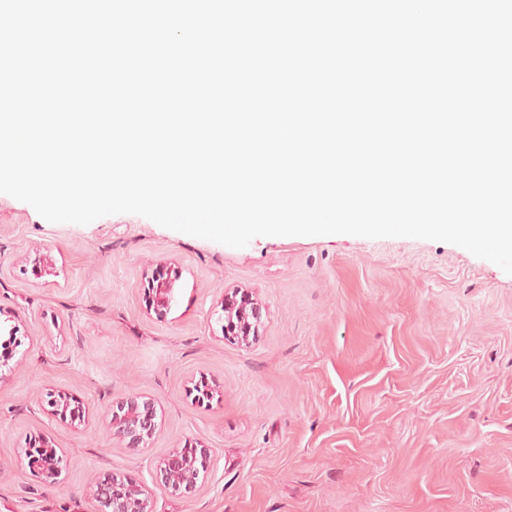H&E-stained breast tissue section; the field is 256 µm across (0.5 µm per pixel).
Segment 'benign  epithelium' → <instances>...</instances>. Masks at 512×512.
Segmentation results:
<instances>
[{"instance_id": "benign-epithelium-1", "label": "benign epithelium", "mask_w": 512, "mask_h": 512, "mask_svg": "<svg viewBox=\"0 0 512 512\" xmlns=\"http://www.w3.org/2000/svg\"><path fill=\"white\" fill-rule=\"evenodd\" d=\"M179 271L173 267L165 276H156L148 288V303L154 311L161 313L167 310L173 297L175 282ZM224 312L222 332L224 339L247 346L257 333L261 320V305L245 290L235 289L224 294L221 301ZM190 391L195 399L202 402L211 401L221 396L222 389L205 379L193 382ZM48 403L53 415L62 424L76 426L75 409L72 407V396L59 389L46 392ZM107 426L112 436L117 438L126 448H143L149 444L159 429L157 410L154 401L141 396H129L112 403L108 414ZM44 437L38 433L29 435L25 446L19 449L17 461L33 471L37 477L47 484L56 482L57 452L51 450L42 453ZM199 452L191 457L180 448L169 451L159 462L157 480L159 485L174 494L190 493L197 488L198 473L196 463H205L209 450L195 448ZM92 497L96 503V512H133V505L138 503L142 512H152L151 496L141 485L117 475L108 481H97Z\"/></svg>"}]
</instances>
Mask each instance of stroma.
<instances>
[{
  "mask_svg": "<svg viewBox=\"0 0 512 512\" xmlns=\"http://www.w3.org/2000/svg\"><path fill=\"white\" fill-rule=\"evenodd\" d=\"M51 256L54 273L37 272ZM177 267L163 314L153 274ZM262 306L255 340H224L226 291ZM0 315L20 341L0 386V512H95L93 480L122 474L153 512H512V275L414 238L257 237L243 248L134 214L51 223L0 194ZM207 376L221 398L194 402ZM61 388L87 421L42 401ZM153 399L145 448L104 430L113 401ZM38 432L58 448L46 485L18 466ZM208 448L195 492L157 465Z\"/></svg>",
  "mask_w": 512,
  "mask_h": 512,
  "instance_id": "stroma-1",
  "label": "stroma"
}]
</instances>
